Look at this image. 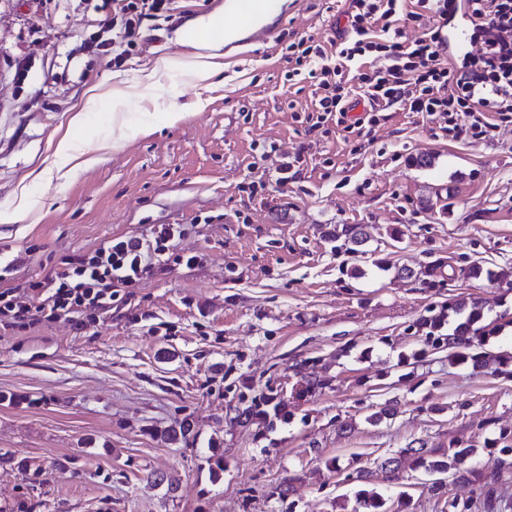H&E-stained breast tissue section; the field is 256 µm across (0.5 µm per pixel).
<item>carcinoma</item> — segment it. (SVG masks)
<instances>
[{
  "mask_svg": "<svg viewBox=\"0 0 512 512\" xmlns=\"http://www.w3.org/2000/svg\"><path fill=\"white\" fill-rule=\"evenodd\" d=\"M448 310L452 312L451 320H445V315L441 314L426 322L430 328L427 340L435 346L445 340L448 342V347L458 349L456 356L463 359L469 358L476 366H487L489 359L486 354L468 353L473 346L483 344L489 339V335L494 333L492 329L488 331L486 327L479 326L484 318L483 308L475 302L470 305L464 302H455L448 305ZM445 326L448 327L446 334L442 333ZM471 454L472 451L469 448H450L443 459L430 464V468L436 472H446L451 468L457 469L467 461ZM426 455H428V450L422 446L410 448L398 457L385 459L380 463V468L393 473L409 459L412 460L413 465L423 466L427 464Z\"/></svg>",
  "mask_w": 512,
  "mask_h": 512,
  "instance_id": "carcinoma-1",
  "label": "carcinoma"
}]
</instances>
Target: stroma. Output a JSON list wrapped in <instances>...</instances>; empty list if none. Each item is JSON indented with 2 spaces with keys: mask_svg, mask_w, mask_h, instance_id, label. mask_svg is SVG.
I'll use <instances>...</instances> for the list:
<instances>
[{
  "mask_svg": "<svg viewBox=\"0 0 512 512\" xmlns=\"http://www.w3.org/2000/svg\"><path fill=\"white\" fill-rule=\"evenodd\" d=\"M225 3L169 0L130 49L103 0H0V211L35 202L0 223V265L26 255L0 283L26 296L155 224L185 225L179 250L202 257L152 268L84 329L0 327V512H364L361 490L387 512H512V362L454 361L424 325L456 300L512 320V289L464 274L512 268V123L492 141L402 111L369 145L306 131L314 88L289 84L286 47L329 44L349 2L286 0L274 55L245 41L212 82L171 69L71 125L90 86L203 53L184 35ZM61 130L98 163L59 176ZM294 154L298 174L269 182ZM421 444L472 449L468 478L380 469Z\"/></svg>",
  "mask_w": 512,
  "mask_h": 512,
  "instance_id": "obj_1",
  "label": "stroma"
}]
</instances>
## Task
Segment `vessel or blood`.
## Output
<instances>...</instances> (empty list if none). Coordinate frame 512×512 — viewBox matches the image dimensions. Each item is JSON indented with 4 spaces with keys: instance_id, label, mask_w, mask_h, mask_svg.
<instances>
[{
    "instance_id": "b4317fda",
    "label": "vessel or blood",
    "mask_w": 512,
    "mask_h": 512,
    "mask_svg": "<svg viewBox=\"0 0 512 512\" xmlns=\"http://www.w3.org/2000/svg\"><path fill=\"white\" fill-rule=\"evenodd\" d=\"M282 12L280 0H235L232 9L214 16L212 30L224 37L227 48L240 46L245 39H266L268 27Z\"/></svg>"
}]
</instances>
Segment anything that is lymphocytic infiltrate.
Masks as SVG:
<instances>
[{
  "label": "lymphocytic infiltrate",
  "instance_id": "lymphocytic-infiltrate-1",
  "mask_svg": "<svg viewBox=\"0 0 512 512\" xmlns=\"http://www.w3.org/2000/svg\"><path fill=\"white\" fill-rule=\"evenodd\" d=\"M417 5L409 11L405 0H350L334 56L310 36L289 44V79H309L316 88L305 117L309 130L333 123L365 142L381 113L398 109L426 114L445 136L491 141L501 124L512 122V0ZM459 14L486 35L478 57L464 64L442 57L436 34ZM405 20L419 24V37L405 36ZM357 102L365 113L348 120ZM184 235L183 225L157 224L147 236L117 237L72 256L54 276L30 282L27 305L16 301L12 289H1L0 325L24 329L62 318L84 328L87 312H110L121 289L135 287L153 264L198 265V254L178 248Z\"/></svg>",
  "mask_w": 512,
  "mask_h": 512
}]
</instances>
